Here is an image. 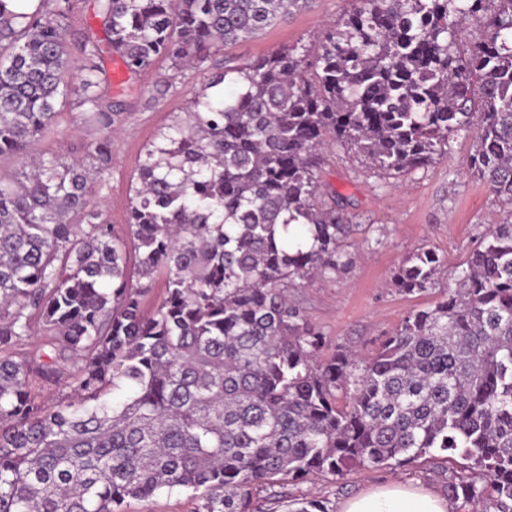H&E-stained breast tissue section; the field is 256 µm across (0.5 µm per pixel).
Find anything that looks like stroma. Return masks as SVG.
Masks as SVG:
<instances>
[{
  "instance_id": "obj_1",
  "label": "stroma",
  "mask_w": 512,
  "mask_h": 512,
  "mask_svg": "<svg viewBox=\"0 0 512 512\" xmlns=\"http://www.w3.org/2000/svg\"><path fill=\"white\" fill-rule=\"evenodd\" d=\"M350 7V0H313L311 7L285 16L259 36L225 48L207 70L188 67L174 74L163 64L134 79L137 91L127 98L126 121L112 136L114 165L102 191L109 221L123 228L142 147L158 128L186 111L205 83V71L296 43L316 46L322 30ZM167 76L172 86L163 98H156L155 84ZM94 137L88 127L69 123L61 135L34 141L30 152L38 155L51 149L77 158ZM472 151V137L462 133L451 138L447 156L396 175L373 167L346 146H335L321 155L323 184L350 201L347 216L353 231L348 242L354 261L333 281L311 278L292 289L291 296L332 345L364 358L373 355L411 309L434 303L443 293L439 286L414 296L394 288L392 274L406 258L432 248L447 258L449 270H461L488 225L512 221V207L498 202L489 187L468 170L466 161ZM466 472L467 462L461 456L435 451L401 466L356 468L336 478L312 474L301 481L257 487L252 491V508L254 512H286L288 504L317 499L329 512H338L343 501L391 480L440 492L448 475Z\"/></svg>"
}]
</instances>
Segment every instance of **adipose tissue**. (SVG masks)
<instances>
[{"label": "adipose tissue", "mask_w": 512, "mask_h": 512, "mask_svg": "<svg viewBox=\"0 0 512 512\" xmlns=\"http://www.w3.org/2000/svg\"><path fill=\"white\" fill-rule=\"evenodd\" d=\"M339 512H450V506L431 489L390 481L345 502Z\"/></svg>", "instance_id": "1"}]
</instances>
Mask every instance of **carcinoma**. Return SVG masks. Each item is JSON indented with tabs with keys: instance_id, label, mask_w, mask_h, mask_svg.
<instances>
[{
	"instance_id": "1",
	"label": "carcinoma",
	"mask_w": 512,
	"mask_h": 512,
	"mask_svg": "<svg viewBox=\"0 0 512 512\" xmlns=\"http://www.w3.org/2000/svg\"><path fill=\"white\" fill-rule=\"evenodd\" d=\"M308 4L0 0V158L17 165L0 178V512H121L176 489L199 493L197 512H252L256 485L437 449L471 461L449 500L512 512V222L457 275L434 249L408 257L399 291L448 288L367 359L326 353L288 298L352 265L344 206L320 200L314 165L337 144L400 173L472 131L469 169L512 206V0H355L314 54L207 76L140 155L126 236L105 218L124 123L105 57L130 77L159 60L202 69ZM85 11L98 29L77 70ZM66 117L98 132L85 155L29 156ZM64 360L69 395L38 400L33 383Z\"/></svg>"
}]
</instances>
